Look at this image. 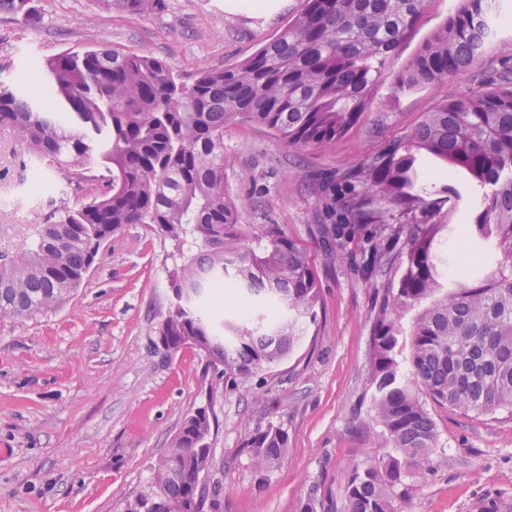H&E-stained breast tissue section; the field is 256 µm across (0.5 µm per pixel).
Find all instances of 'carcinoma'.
<instances>
[{"label": "carcinoma", "mask_w": 512, "mask_h": 512, "mask_svg": "<svg viewBox=\"0 0 512 512\" xmlns=\"http://www.w3.org/2000/svg\"><path fill=\"white\" fill-rule=\"evenodd\" d=\"M105 10L140 13L163 0H98ZM423 0H307L306 9L243 63L177 81L156 58L110 49L66 53L33 71L63 111L45 112L0 84V125L10 126L44 163L82 170L99 152L104 190L54 212L18 257L0 259V318H32L59 307L79 286L100 246L126 224H152L193 253L175 268L176 305L157 329L163 350L192 347L224 381L239 385L272 367L317 319V276L305 251L278 224H240L224 187V124L236 118L269 129L284 144L325 146L344 136L373 100L398 49L419 23ZM30 15V0H0ZM495 0L465 5L428 38L399 88L440 85L470 67L493 35ZM429 157L470 177L472 220L454 229L473 250L464 281L448 277L453 252L435 242L440 202L423 184ZM318 223L343 224L371 241L366 268L392 260L386 248L406 224L403 273L373 316L368 375L387 454L352 466L347 512H394L393 493L433 465L436 431L419 394L462 414L512 413V69L484 91L443 95L404 136L358 166L317 174ZM267 295L288 319L261 331L242 319L218 332L199 307L205 288L226 279ZM429 301L408 332L397 314ZM409 336L406 368L400 338ZM209 411L197 409L153 467L155 492L128 512H204L218 491L201 480L210 462ZM252 467L273 469L288 433L272 423L247 443Z\"/></svg>", "instance_id": "carcinoma-1"}]
</instances>
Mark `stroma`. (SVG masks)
Here are the masks:
<instances>
[{
  "mask_svg": "<svg viewBox=\"0 0 512 512\" xmlns=\"http://www.w3.org/2000/svg\"><path fill=\"white\" fill-rule=\"evenodd\" d=\"M136 15L98 0H31L32 16L0 11V81L40 96L30 63L93 48L164 60L185 79L251 57L301 14L286 0L272 18L229 13L224 0H165ZM463 0H424L422 17L386 70L370 108L345 136L289 147L242 119L224 127V186L243 224H280L317 275L322 306L294 350L235 389L211 390L215 371L197 350L166 353L156 328L179 265L173 243L146 224L123 226L101 245L80 285L55 311L0 319V512H126L152 490V465L187 415L211 406L218 425L205 475L220 489L215 512H300L317 492L318 512H346L353 463L381 455L368 381L372 312L403 267L402 242L375 276L363 271L367 241L341 237L346 262L331 261L316 222L319 172L357 165L404 136L440 97L468 96L512 67V25L497 26L475 63L438 87L396 91L398 74ZM98 155L84 178L38 163L11 128L0 126V255L29 242L60 206L88 196L102 173ZM429 412L441 464L412 484L397 512H512V415ZM288 433V455L261 475L247 438L267 424Z\"/></svg>",
  "mask_w": 512,
  "mask_h": 512,
  "instance_id": "obj_1",
  "label": "stroma"
}]
</instances>
